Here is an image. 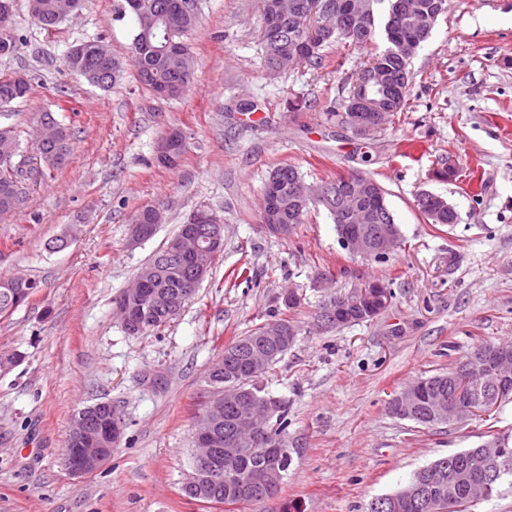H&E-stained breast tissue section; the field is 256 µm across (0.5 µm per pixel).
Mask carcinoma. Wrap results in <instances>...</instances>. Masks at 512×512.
Instances as JSON below:
<instances>
[{"label":"carcinoma","mask_w":512,"mask_h":512,"mask_svg":"<svg viewBox=\"0 0 512 512\" xmlns=\"http://www.w3.org/2000/svg\"><path fill=\"white\" fill-rule=\"evenodd\" d=\"M141 9L134 11L130 0L118 5L115 14L119 20L130 17L134 35L130 54L135 57V81L153 95L166 99H180L194 83V73L189 71L190 46L184 36L198 22L196 0H140ZM294 10H285L280 0H259V30L264 49V63L271 66L277 57L299 56L300 62L313 69H320L325 61L324 50L329 45L348 44L369 50L376 45L377 33H382L384 49L355 77L348 95H353L359 82L374 75L385 78L388 91L380 96L382 109L395 115L407 105V88L411 77L410 60L429 38L433 26L448 10V0H316L315 16L333 22L334 27L318 25L309 15V0H291ZM41 10L32 13L37 24L50 30L77 9L80 0H40ZM95 42L86 41L69 50L71 64L76 69L95 70L98 58L94 53ZM29 90L21 91L11 77L0 76V108L25 97ZM45 140L36 146L34 153L20 155V140L13 127L0 126V206L23 198L26 185L40 184L45 175L44 165L62 166L71 151V132L63 124L44 131ZM301 179L297 168L281 164L274 168L262 191V203L268 206L260 220H273L278 224H303L312 210H327L338 237H343V225L338 219L336 201L324 196V189L336 181H323L316 185L317 196L307 202L296 200L289 185ZM363 206L372 209L378 224H393L395 219L385 196H380ZM418 211L431 224H455L458 214L446 199L433 193L416 197ZM192 229V220L180 225L173 238L154 253L138 270L137 277L144 280L147 298L130 297L124 302L126 322L124 329L138 323L144 330H154L169 322L184 306L192 287V254L175 251L177 241ZM36 281L26 277L0 279V315L14 301L29 303L36 294ZM499 344L482 343L474 351L483 354L485 370L496 369ZM264 337V327H257L243 336L236 337L224 348L223 371H207L206 383L214 390L226 384L237 383L249 392L257 403L271 397L260 384L261 377L251 375L252 356L265 357L264 370H269L286 353ZM462 363L443 372L425 376L413 382L418 398L413 409L395 413L422 426L447 424L448 418L436 413L435 402L441 392L448 390V376L461 370ZM288 409L271 423L268 434L274 440L287 443ZM266 464L261 454L246 455L232 460L231 466L238 476L246 479ZM437 469L434 479L426 483L425 497L434 502L436 512H466L471 507L473 491L489 486L486 499L501 493L505 486L512 487V439L496 438L489 449L480 451L467 448L422 467L411 477Z\"/></svg>","instance_id":"obj_1"}]
</instances>
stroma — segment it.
<instances>
[{
	"label": "stroma",
	"instance_id": "1",
	"mask_svg": "<svg viewBox=\"0 0 512 512\" xmlns=\"http://www.w3.org/2000/svg\"><path fill=\"white\" fill-rule=\"evenodd\" d=\"M116 4L81 0L44 30L28 0H14L8 32L22 42L0 53V76L22 72L31 83L8 108L22 147L34 150L43 112L72 133L65 164L0 217V279L40 285L27 306L0 316V352L23 356L0 373V512H363L437 458L512 436V399L434 427L388 409L398 391L464 351L512 341V0H448L412 60L406 108L370 140L327 114L365 51L333 45L320 70L300 63L273 73L258 0H197L199 23L186 38L195 86L167 100L135 82L133 24L116 20ZM89 40L123 64L110 88L65 64ZM298 96L308 106L296 112L288 102ZM172 129L186 150L171 169L155 146ZM283 162L309 183L349 173L376 180L400 229L396 249L380 260L349 254L323 210L288 237L266 233L261 188ZM448 163L460 178L435 180ZM424 191L452 204L458 223L429 224L415 203ZM148 205L165 222L131 245L128 219ZM199 209L223 220V255L165 326L125 333L115 298ZM64 231L70 245L47 250ZM374 279L394 292L389 309L356 325H320L331 295ZM289 287L301 295L286 313L298 335L262 379L288 401V475L276 495L250 505L188 497L204 376L235 337L269 323ZM98 402L121 414L124 432L106 465L75 478L64 466L71 418Z\"/></svg>",
	"mask_w": 512,
	"mask_h": 512
}]
</instances>
